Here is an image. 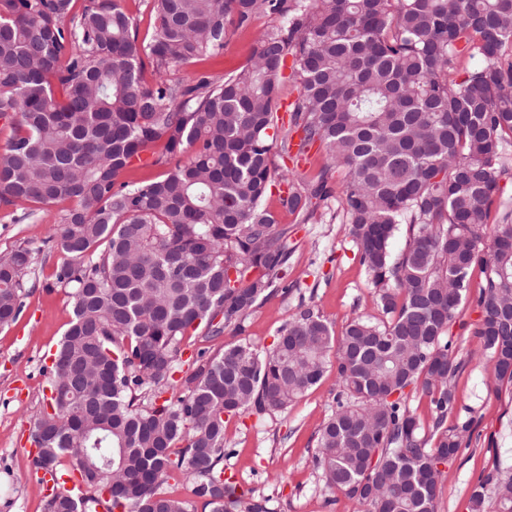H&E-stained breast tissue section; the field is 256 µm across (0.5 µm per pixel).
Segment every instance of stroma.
Instances as JSON below:
<instances>
[{
    "label": "stroma",
    "instance_id": "1",
    "mask_svg": "<svg viewBox=\"0 0 512 512\" xmlns=\"http://www.w3.org/2000/svg\"><path fill=\"white\" fill-rule=\"evenodd\" d=\"M271 24L270 18L260 16L247 28L229 31L223 54L202 66H181L173 78L189 80L201 69L217 76L239 69ZM268 205L288 227V289L259 302L243 330L226 328L222 338L208 343L185 339L182 371L194 369L199 350L215 354L231 341L270 347L279 331L307 308L318 310L338 334L353 317L381 319L338 200L321 203L306 223L282 211L278 196H271ZM50 234V223L42 216L19 222L12 209L0 206V256L20 246L31 251L23 311L10 326L0 328V512H44V491L31 475L29 430L46 403V369L71 318L67 294L48 286L63 259ZM483 284V274L473 271L469 298L448 329L461 363L451 381L455 404L448 421L472 420L473 433L463 438L445 468L438 512H469L473 487L512 467V383L489 375L487 355L474 336ZM338 391L336 374L330 371L286 412H246L229 419L224 428L225 477L266 500L270 512H357L355 502L324 485L312 464L319 430L336 408Z\"/></svg>",
    "mask_w": 512,
    "mask_h": 512
}]
</instances>
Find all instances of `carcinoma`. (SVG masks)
I'll return each instance as SVG.
<instances>
[{
    "instance_id": "cac0c4a2",
    "label": "carcinoma",
    "mask_w": 512,
    "mask_h": 512,
    "mask_svg": "<svg viewBox=\"0 0 512 512\" xmlns=\"http://www.w3.org/2000/svg\"><path fill=\"white\" fill-rule=\"evenodd\" d=\"M152 39L117 0H0V205L54 218L64 261L52 284L72 317L48 370L50 397L29 438L34 473L75 462L44 512H192L166 491L183 479L209 512H266L224 477L226 419L284 411L327 367L342 387L313 456L325 485L366 512H437L443 466L471 423L446 425L458 364L445 339L472 271L485 284L475 337L512 381V212L489 223L512 145V0H151ZM275 21L248 63L220 77H168L221 54L228 25ZM478 66L459 70L460 56ZM298 97L280 122L287 57ZM151 66L155 83L146 85ZM464 76H459V73ZM318 145L332 165L307 193L275 158ZM170 169L119 181L145 151ZM347 172L333 188V168ZM338 194L347 234L385 319H352L339 338L307 308L272 348L181 346L238 330L288 289V228ZM409 240L394 260L397 225ZM31 251L0 257V327L16 321ZM430 398L431 434L406 405ZM512 512V474L496 480Z\"/></svg>"
}]
</instances>
